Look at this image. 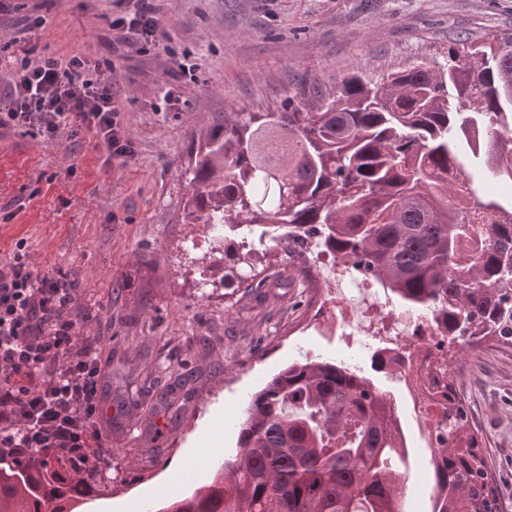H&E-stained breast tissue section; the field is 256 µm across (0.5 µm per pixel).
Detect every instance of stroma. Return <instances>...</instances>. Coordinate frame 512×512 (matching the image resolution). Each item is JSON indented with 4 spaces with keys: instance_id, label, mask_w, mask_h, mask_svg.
<instances>
[{
    "instance_id": "obj_1",
    "label": "stroma",
    "mask_w": 512,
    "mask_h": 512,
    "mask_svg": "<svg viewBox=\"0 0 512 512\" xmlns=\"http://www.w3.org/2000/svg\"><path fill=\"white\" fill-rule=\"evenodd\" d=\"M164 36L131 51L110 29L112 0H14L0 15V78L24 50L110 61L134 154L109 158L85 128L44 139L0 129V265L25 241L35 271L75 273L87 335L102 339L103 400L112 454L87 479L79 512H143L169 497L171 469L190 461L188 493L237 453L250 396L305 357L356 367L391 398L407 447V512H432L427 438L397 375L373 371L375 347L321 332L313 285L210 287L223 276L204 225L189 223L191 153L225 115L284 112L335 97L344 79L377 83L417 64L445 63L458 40L512 30V0H159ZM191 72L178 74L179 64ZM449 372L512 512V346L453 356ZM188 377L181 408L159 392ZM198 456H191V449Z\"/></svg>"
}]
</instances>
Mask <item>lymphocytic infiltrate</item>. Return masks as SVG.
Here are the masks:
<instances>
[{"instance_id": "f902f5d3", "label": "lymphocytic infiltrate", "mask_w": 512, "mask_h": 512, "mask_svg": "<svg viewBox=\"0 0 512 512\" xmlns=\"http://www.w3.org/2000/svg\"><path fill=\"white\" fill-rule=\"evenodd\" d=\"M124 6L111 28L126 30L128 47L159 43L154 0H113ZM0 97V128L29 125L47 138L81 122L109 157L127 159L134 147L113 91L110 65L85 56L48 54L16 61ZM76 284L65 273L35 272L24 242L0 266V459L24 465L62 457L94 471L110 452L102 426L101 339L86 335L74 316Z\"/></svg>"}]
</instances>
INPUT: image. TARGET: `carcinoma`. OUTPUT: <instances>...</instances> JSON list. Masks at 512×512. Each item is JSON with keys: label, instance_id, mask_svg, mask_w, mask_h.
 Listing matches in <instances>:
<instances>
[{"label": "carcinoma", "instance_id": "cac0c4a2", "mask_svg": "<svg viewBox=\"0 0 512 512\" xmlns=\"http://www.w3.org/2000/svg\"><path fill=\"white\" fill-rule=\"evenodd\" d=\"M512 32L448 47V61L368 85L351 76L301 111L224 116L195 152L188 215L222 224L224 287L264 288L270 241L306 273L315 239L402 309L428 314L448 350L512 345ZM447 452L432 512H499L478 435L448 382ZM406 443L388 395L355 369L307 358L247 402L235 458L158 512H406ZM67 460L0 467V512H77Z\"/></svg>", "mask_w": 512, "mask_h": 512}]
</instances>
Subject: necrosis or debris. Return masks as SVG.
<instances>
[{
    "mask_svg": "<svg viewBox=\"0 0 512 512\" xmlns=\"http://www.w3.org/2000/svg\"><path fill=\"white\" fill-rule=\"evenodd\" d=\"M314 266L324 285L317 306L319 325L352 328L397 358V372L408 387L413 416L429 431H436L443 406L441 389L433 381L438 369L434 353L441 340L433 318L388 310L386 302L377 297L373 281L356 277L347 264L325 249H318Z\"/></svg>",
    "mask_w": 512,
    "mask_h": 512,
    "instance_id": "obj_1",
    "label": "necrosis or debris"
}]
</instances>
